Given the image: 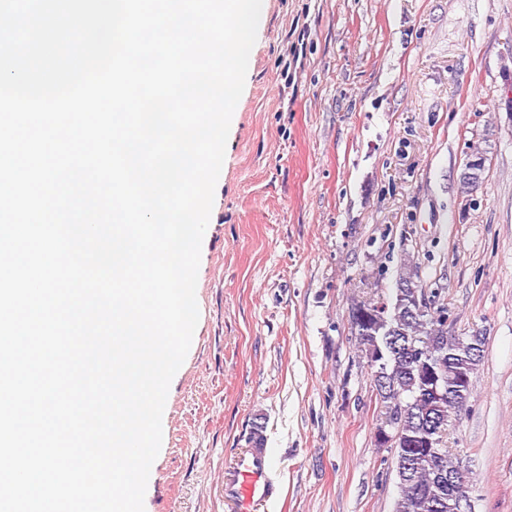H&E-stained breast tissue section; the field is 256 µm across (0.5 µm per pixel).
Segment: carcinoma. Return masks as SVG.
Wrapping results in <instances>:
<instances>
[{
	"instance_id": "carcinoma-1",
	"label": "carcinoma",
	"mask_w": 512,
	"mask_h": 512,
	"mask_svg": "<svg viewBox=\"0 0 512 512\" xmlns=\"http://www.w3.org/2000/svg\"><path fill=\"white\" fill-rule=\"evenodd\" d=\"M414 286L411 273L400 269L387 298L351 308V329L360 345L373 347L388 336L396 346L370 365L382 407L399 415L393 459L401 496L393 512H455L448 476L466 468V455L448 447V427L462 413L460 401L471 394V385L460 386V378L472 376L482 360L465 349L472 342L484 346V337L478 332L448 337L442 291L430 290L431 300L418 307L412 301ZM431 370L448 390L441 399L430 392Z\"/></svg>"
}]
</instances>
